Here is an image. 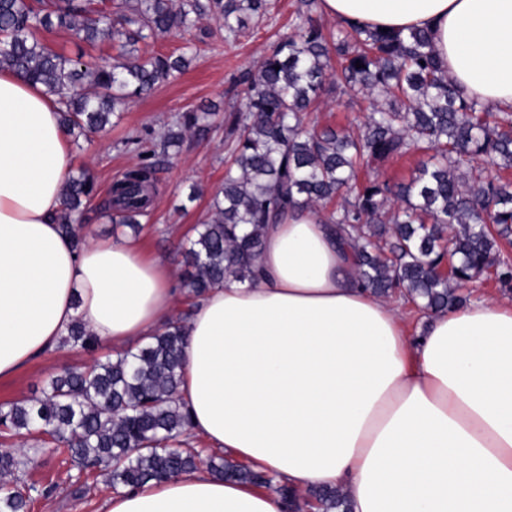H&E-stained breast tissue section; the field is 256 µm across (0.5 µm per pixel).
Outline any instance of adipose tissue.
<instances>
[{
    "label": "adipose tissue",
    "mask_w": 512,
    "mask_h": 512,
    "mask_svg": "<svg viewBox=\"0 0 512 512\" xmlns=\"http://www.w3.org/2000/svg\"><path fill=\"white\" fill-rule=\"evenodd\" d=\"M340 21L427 30L449 79L512 109V0H320ZM74 161L41 85L0 71V379L74 319L126 350L170 322L172 272L137 240L74 250L57 224ZM253 281L187 296L179 399L208 451L352 512H512V302L431 317L412 337L395 300L353 276L312 210L267 225ZM106 512H281L267 489L195 472L110 495Z\"/></svg>",
    "instance_id": "ef3b65f1"
}]
</instances>
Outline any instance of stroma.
<instances>
[{"instance_id": "stroma-1", "label": "stroma", "mask_w": 512, "mask_h": 512, "mask_svg": "<svg viewBox=\"0 0 512 512\" xmlns=\"http://www.w3.org/2000/svg\"><path fill=\"white\" fill-rule=\"evenodd\" d=\"M298 4L299 0H270L267 14L251 18L246 33L233 41L224 40L219 22L204 19L187 37L165 36L139 44V52L145 56L177 54L188 43L197 48L198 55L176 79L150 94L131 98L111 129L86 133L72 146L76 168L88 170L97 186L96 197L81 216L85 239L137 236L147 256L163 258L173 275H180L181 257L176 246L193 237L194 227L208 219L213 197L224 182L227 147L223 109L244 97L243 74L270 52L278 34L287 32ZM40 37L72 59L98 62L114 53L111 42L91 47L67 30L44 31ZM212 103L220 107L212 117L213 131L203 137L186 138L178 155L160 165L157 191L141 231L134 234L130 229L115 227L101 204L112 182L136 161L135 153L118 149V141L136 132L160 135L172 116ZM369 110L368 100L331 93L321 99L316 117L320 124L343 126L358 122ZM112 352V347L104 343L93 354L69 345L58 346L12 377L1 379L0 404L37 395L59 369L86 366L95 357ZM25 483L38 490L29 512H105V500L112 491L106 475L79 472L64 456L43 459L30 468Z\"/></svg>"}]
</instances>
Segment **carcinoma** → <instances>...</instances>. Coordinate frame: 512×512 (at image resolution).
I'll use <instances>...</instances> for the list:
<instances>
[{"instance_id":"carcinoma-1","label":"carcinoma","mask_w":512,"mask_h":512,"mask_svg":"<svg viewBox=\"0 0 512 512\" xmlns=\"http://www.w3.org/2000/svg\"><path fill=\"white\" fill-rule=\"evenodd\" d=\"M289 26L255 71L245 97L224 118L232 153L212 216L183 249V279L196 296L224 281H251L265 227L301 206L336 225L353 251L358 283L381 298L402 296L425 314L463 302L458 290L479 278L512 290V110L494 112L448 83L424 30L407 35L348 21L338 32L316 17L318 0H300ZM266 14V0H0V70L41 84L57 99L67 133L100 131L132 97L184 72V55L142 58L136 44L185 31L203 17L237 39L245 17ZM73 31L93 46L124 39L112 61L85 63L57 53L39 32ZM363 67H356V63ZM352 92L372 100L363 120L341 128L309 121L321 97ZM214 109L178 114L150 139L119 142L137 163L112 184V223L140 228L156 191V171L189 133L204 135ZM406 155H427L407 182L379 169ZM85 169L63 187L57 217L75 249L83 239L74 214L93 196ZM185 325L176 320L147 344L65 367L40 395L0 404V512H27L21 475L49 454L69 455L81 470H99L114 488L136 489L196 469L199 453L174 443L190 429L177 393ZM62 343L93 351L98 340L76 320ZM14 438L31 441L16 448ZM210 472L272 487V478L222 456ZM284 512H349V494L316 488L306 497L276 487Z\"/></svg>"}]
</instances>
